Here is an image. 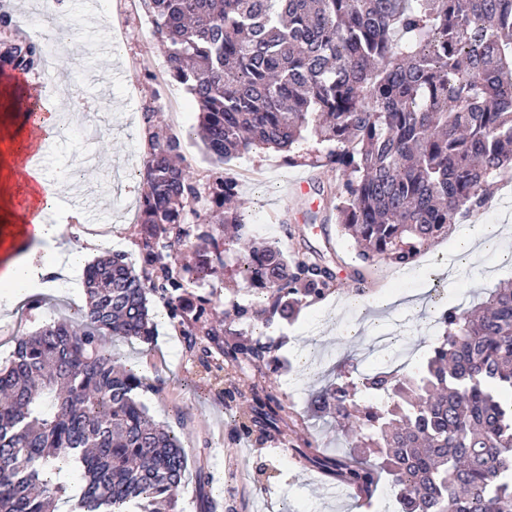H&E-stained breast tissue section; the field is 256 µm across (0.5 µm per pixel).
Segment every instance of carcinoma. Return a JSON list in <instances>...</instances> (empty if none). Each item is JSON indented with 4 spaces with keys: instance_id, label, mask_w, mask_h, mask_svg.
Here are the masks:
<instances>
[{
    "instance_id": "cac0c4a2",
    "label": "carcinoma",
    "mask_w": 512,
    "mask_h": 512,
    "mask_svg": "<svg viewBox=\"0 0 512 512\" xmlns=\"http://www.w3.org/2000/svg\"><path fill=\"white\" fill-rule=\"evenodd\" d=\"M166 49L170 80L196 106L197 135L222 163L251 146L312 149L288 163L339 174L335 221L370 266H408L488 202L512 171V0H140ZM143 118L152 152L143 183L142 245L153 271L104 256L84 272L85 305L16 343L0 368V512H49L66 493L52 478L79 463L76 512L175 510L187 453L156 423L142 381L109 349L144 342L154 323L147 295L183 288L167 262L186 240V208L200 197L180 137ZM210 223L233 225L224 248L242 249L238 273L266 292L256 316L334 282L324 257L288 263L251 237L231 206L237 183L208 186ZM193 307L180 309L197 346ZM441 336L415 366L355 383L337 376L311 403L336 421V439L360 458L336 459L354 491L378 473L399 512H512V282L481 303L439 318ZM197 346L237 362L264 347L224 348L220 332Z\"/></svg>"
}]
</instances>
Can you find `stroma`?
<instances>
[{
	"instance_id": "stroma-1",
	"label": "stroma",
	"mask_w": 512,
	"mask_h": 512,
	"mask_svg": "<svg viewBox=\"0 0 512 512\" xmlns=\"http://www.w3.org/2000/svg\"><path fill=\"white\" fill-rule=\"evenodd\" d=\"M67 9L74 38L86 45V53L58 52L69 71L37 67L29 70L27 80H53L51 107L71 111L69 134L54 143L43 162L49 178L60 186V208L80 207L78 185L101 189V221L81 223L82 232L94 235L102 229L129 241L123 258L136 271L147 270L140 245V180L130 172L143 167L152 151L142 117L149 102L158 125L180 136L185 165L195 180L230 176L237 181V200L259 240L277 246L291 261L322 254L336 273L335 287L322 299L298 298L267 321L254 314L258 294L237 275L236 256H226L224 264L183 291V303L204 305L199 330L221 328L229 348L257 343L266 348L258 365L226 366L216 380L186 348L167 296L150 297L156 328L149 342L112 344V351L142 377L140 397L155 421L172 426L188 455L178 512H380L389 491L383 474L367 495L336 499L324 494V487L337 483L331 463L344 451L330 424L311 407L310 395L328 382L333 367L361 373L359 356L377 330L401 338L411 357L419 358L444 310L480 302L489 289L512 280V235L501 232L503 225H512V207L503 205L512 198V182H495L486 208L467 222L486 232L487 245L478 257L457 256L456 236L448 234L421 253L407 275L383 262L367 269L375 293L401 296L405 307L378 306L370 298L353 303L351 276L362 267L358 249L336 224L316 221L329 204L327 189L336 184V173L288 164L284 152L274 148H255L230 162L214 163L201 143L187 135L197 114L181 87L166 84L165 48L154 37L139 0H68ZM105 74L112 77L106 105L112 132L95 149L108 163L83 166L84 112L75 107L72 95L77 92L84 101H93L97 79ZM109 168L116 178L107 193L102 186ZM300 175L310 180L307 192L289 193V181ZM187 222L190 236L172 250L169 260L194 272L212 254L202 232L215 234L219 227L199 224L192 216ZM83 303L82 291L65 279L58 295L35 297L12 320H0V366L19 338L44 324L73 318ZM269 395L279 402L274 418L245 432L243 412ZM201 472L207 482L198 481Z\"/></svg>"
}]
</instances>
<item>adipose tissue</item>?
Wrapping results in <instances>:
<instances>
[{
	"label": "adipose tissue",
	"mask_w": 512,
	"mask_h": 512,
	"mask_svg": "<svg viewBox=\"0 0 512 512\" xmlns=\"http://www.w3.org/2000/svg\"><path fill=\"white\" fill-rule=\"evenodd\" d=\"M26 85L14 76H0V227L7 229L9 249L14 257L0 270V311L9 312L22 305L28 296L50 293L58 285L59 271L73 274L81 270L92 248L111 250L112 242L88 238L84 243L64 239V224L58 219L28 224L19 207L25 198L53 211L55 186L41 167L26 161L33 141L57 140L59 114L40 109L35 123H28L16 105L25 96Z\"/></svg>",
	"instance_id": "adipose-tissue-1"
}]
</instances>
